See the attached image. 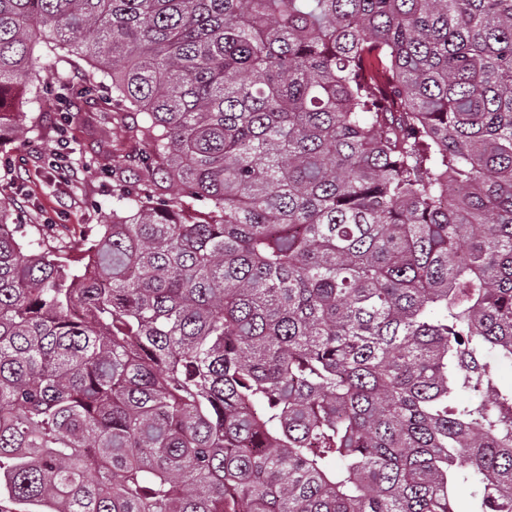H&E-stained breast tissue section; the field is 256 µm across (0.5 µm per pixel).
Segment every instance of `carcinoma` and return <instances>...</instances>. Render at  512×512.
I'll list each match as a JSON object with an SVG mask.
<instances>
[{
    "mask_svg": "<svg viewBox=\"0 0 512 512\" xmlns=\"http://www.w3.org/2000/svg\"><path fill=\"white\" fill-rule=\"evenodd\" d=\"M37 44L152 152L0 206V512H512V0H0V145Z\"/></svg>",
    "mask_w": 512,
    "mask_h": 512,
    "instance_id": "carcinoma-1",
    "label": "carcinoma"
}]
</instances>
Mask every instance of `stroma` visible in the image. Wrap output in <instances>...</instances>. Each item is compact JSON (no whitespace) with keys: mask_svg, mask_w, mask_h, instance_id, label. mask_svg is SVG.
<instances>
[{"mask_svg":"<svg viewBox=\"0 0 512 512\" xmlns=\"http://www.w3.org/2000/svg\"><path fill=\"white\" fill-rule=\"evenodd\" d=\"M88 70L80 60L66 66L75 92L64 102L56 97L55 79L47 78L44 106L29 112L25 141L0 147V204L11 208L14 223L52 225L54 244L74 258L112 213L113 177L135 180L131 158L150 152L147 140L131 132L136 116L107 120L108 93L84 95ZM105 122L111 125L108 146L98 135ZM57 151L66 153L76 170L70 180H56L47 169L48 156Z\"/></svg>","mask_w":512,"mask_h":512,"instance_id":"stroma-1","label":"stroma"}]
</instances>
